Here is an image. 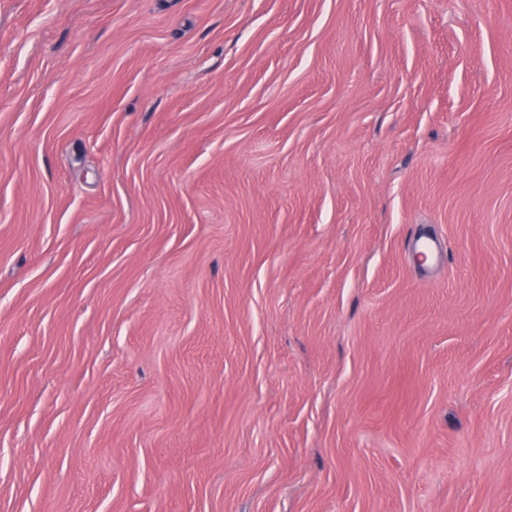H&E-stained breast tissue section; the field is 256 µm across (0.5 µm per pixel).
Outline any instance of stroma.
Instances as JSON below:
<instances>
[{"label": "stroma", "mask_w": 512, "mask_h": 512, "mask_svg": "<svg viewBox=\"0 0 512 512\" xmlns=\"http://www.w3.org/2000/svg\"><path fill=\"white\" fill-rule=\"evenodd\" d=\"M0 512H512V0H0Z\"/></svg>", "instance_id": "35a3bbf8"}]
</instances>
